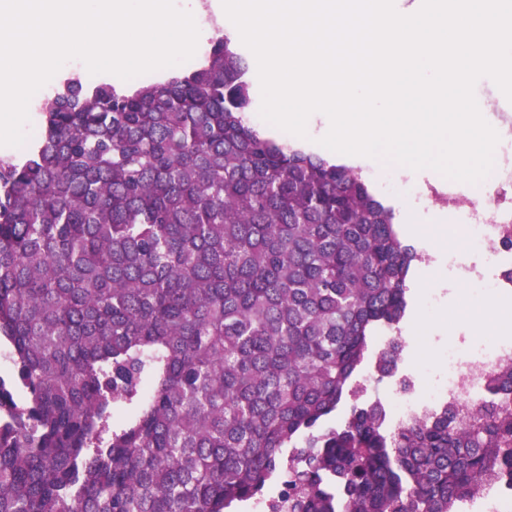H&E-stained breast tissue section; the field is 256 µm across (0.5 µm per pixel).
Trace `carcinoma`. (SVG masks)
<instances>
[{
	"mask_svg": "<svg viewBox=\"0 0 512 512\" xmlns=\"http://www.w3.org/2000/svg\"><path fill=\"white\" fill-rule=\"evenodd\" d=\"M246 70L218 37L163 82L69 80L0 159V512H239L285 472L288 512L512 487L511 361L391 434L360 401L417 253L357 170L247 123Z\"/></svg>",
	"mask_w": 512,
	"mask_h": 512,
	"instance_id": "carcinoma-1",
	"label": "carcinoma"
}]
</instances>
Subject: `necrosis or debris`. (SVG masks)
Wrapping results in <instances>:
<instances>
[{"mask_svg":"<svg viewBox=\"0 0 512 512\" xmlns=\"http://www.w3.org/2000/svg\"><path fill=\"white\" fill-rule=\"evenodd\" d=\"M487 185L493 198L459 207L461 227L473 259L466 263L452 258L448 267L475 292L489 289L498 293L504 285L512 286V266L501 263L505 250L502 232L512 229V157L494 166ZM510 359L512 343L487 336L449 349L447 372L435 380L424 383L411 374L393 373L380 378L371 373L362 390L385 404L388 425L396 430L440 403L471 410L479 401L492 368Z\"/></svg>","mask_w":512,"mask_h":512,"instance_id":"4bbe7bcc","label":"necrosis or debris"}]
</instances>
